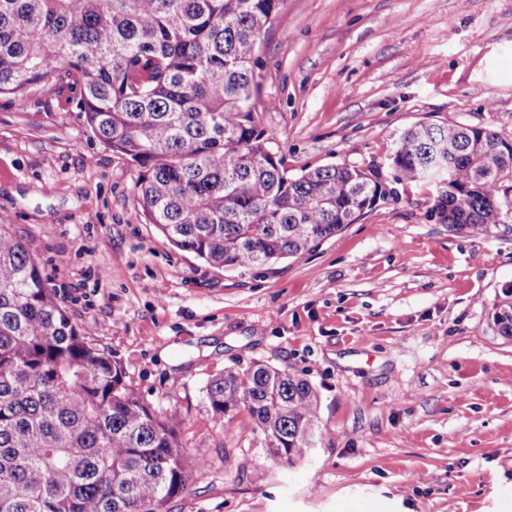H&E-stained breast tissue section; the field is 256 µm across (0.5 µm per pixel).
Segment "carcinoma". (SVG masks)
Returning a JSON list of instances; mask_svg holds the SVG:
<instances>
[{
	"label": "carcinoma",
	"instance_id": "obj_1",
	"mask_svg": "<svg viewBox=\"0 0 512 512\" xmlns=\"http://www.w3.org/2000/svg\"><path fill=\"white\" fill-rule=\"evenodd\" d=\"M281 2L0 0V95L22 102L51 75L81 85L87 127L136 167L143 217L179 250L220 270L295 257L394 190L347 164L290 176L267 146L254 67ZM390 164L398 184L436 181V223L499 229L512 145L497 132L420 123ZM492 319L512 339V291ZM205 395L218 420L246 412L281 462L310 458L319 398L307 378L254 362ZM181 424L81 335L31 245L0 224V512H164L199 470Z\"/></svg>",
	"mask_w": 512,
	"mask_h": 512
}]
</instances>
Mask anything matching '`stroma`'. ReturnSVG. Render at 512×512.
Returning a JSON list of instances; mask_svg holds the SVG:
<instances>
[{"mask_svg": "<svg viewBox=\"0 0 512 512\" xmlns=\"http://www.w3.org/2000/svg\"><path fill=\"white\" fill-rule=\"evenodd\" d=\"M260 126L289 174L333 164L392 182L420 122L512 139V0H283L255 67ZM78 86L0 95V222L30 243L87 340L199 471L167 512H512V196L500 233L449 231L399 185L311 252L217 270L138 214L137 172L86 126ZM263 361L320 398L309 462L281 463L205 386ZM505 294V298L495 308L492 319L497 334L512 339V291Z\"/></svg>", "mask_w": 512, "mask_h": 512, "instance_id": "obj_1", "label": "stroma"}]
</instances>
